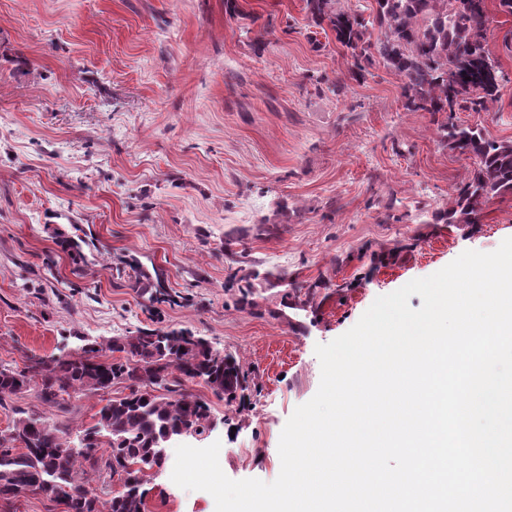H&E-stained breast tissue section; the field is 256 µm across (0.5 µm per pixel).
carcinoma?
I'll use <instances>...</instances> for the list:
<instances>
[{
    "instance_id": "carcinoma-1",
    "label": "carcinoma",
    "mask_w": 512,
    "mask_h": 512,
    "mask_svg": "<svg viewBox=\"0 0 512 512\" xmlns=\"http://www.w3.org/2000/svg\"><path fill=\"white\" fill-rule=\"evenodd\" d=\"M339 0H305L310 26L335 33L359 80L364 64L378 62L402 80L409 112L445 115L438 131L449 149L469 155L475 167L435 224H477L482 206L512 193V141L494 140L477 126L452 121L453 112H483L500 99L503 71L486 44L487 0H373L371 12L337 7ZM378 34H373V30ZM282 278L254 273L246 289L274 288ZM202 379L227 402L243 390L245 376L235 356L218 354L203 337L185 330L141 329L135 335L91 342L72 352L32 360L24 369L0 367V403L34 386L40 399L58 405L76 390L106 393L117 382L129 393L108 399L78 443L40 414L19 412L9 436L0 437V499L28 493L62 512H144L146 471L161 466L164 437L186 427L203 435L211 425L209 404L187 393L171 400L170 376ZM22 445L15 451L13 443ZM107 455L97 456V449ZM124 489L102 499L80 492L95 477H113Z\"/></svg>"
}]
</instances>
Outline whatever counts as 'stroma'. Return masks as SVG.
Masks as SVG:
<instances>
[{"mask_svg":"<svg viewBox=\"0 0 512 512\" xmlns=\"http://www.w3.org/2000/svg\"><path fill=\"white\" fill-rule=\"evenodd\" d=\"M487 5L501 104L453 120L512 139V15ZM239 6L0 0V366L86 337L191 330L246 378L230 404L182 380L211 407L202 446L220 443L229 478L271 482L288 418L319 387L316 345L462 252L496 250L512 237V194L480 223H430L472 161L430 113L404 109L399 76L375 63L349 80L350 58L310 27L304 0ZM138 267L151 287H135ZM252 271L286 284L242 295ZM101 405L80 393L59 408L32 388L0 403V434L23 409L72 441ZM165 453L144 512H215L208 492L173 483Z\"/></svg>","mask_w":512,"mask_h":512,"instance_id":"stroma-1","label":"stroma"}]
</instances>
